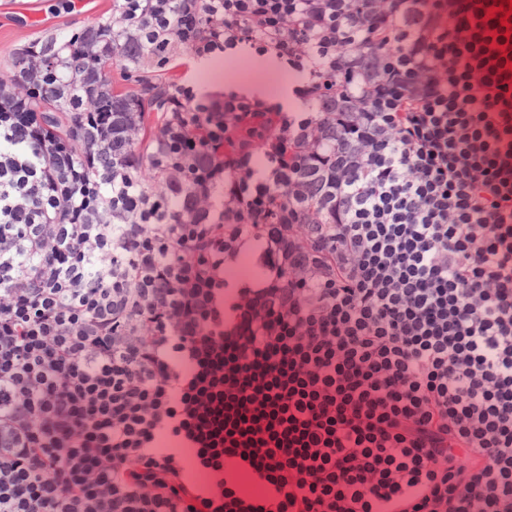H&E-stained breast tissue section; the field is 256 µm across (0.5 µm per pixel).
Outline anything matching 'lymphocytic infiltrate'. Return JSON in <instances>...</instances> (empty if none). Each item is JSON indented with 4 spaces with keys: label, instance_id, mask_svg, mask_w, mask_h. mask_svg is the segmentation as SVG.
I'll use <instances>...</instances> for the list:
<instances>
[{
    "label": "lymphocytic infiltrate",
    "instance_id": "lymphocytic-infiltrate-1",
    "mask_svg": "<svg viewBox=\"0 0 512 512\" xmlns=\"http://www.w3.org/2000/svg\"><path fill=\"white\" fill-rule=\"evenodd\" d=\"M117 2L298 105L57 156L0 76V512H512V0ZM276 64V63H275ZM278 76L281 77L280 81L269 82L268 86L263 90L261 94L256 97L269 98L274 104H279L285 111L292 109L295 105L285 103V97L288 93V74L282 72L278 64H276Z\"/></svg>",
    "mask_w": 512,
    "mask_h": 512
}]
</instances>
